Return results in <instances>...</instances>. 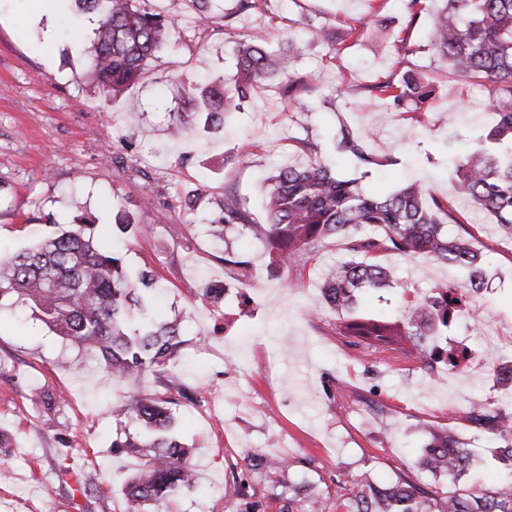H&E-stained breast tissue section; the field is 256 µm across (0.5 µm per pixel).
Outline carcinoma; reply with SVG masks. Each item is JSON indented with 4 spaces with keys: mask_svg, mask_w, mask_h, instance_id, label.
<instances>
[{
    "mask_svg": "<svg viewBox=\"0 0 512 512\" xmlns=\"http://www.w3.org/2000/svg\"><path fill=\"white\" fill-rule=\"evenodd\" d=\"M80 10L98 16L89 47V74L95 84L122 98L131 84L149 76L148 61L164 45L169 23L159 14L139 8L135 0H77ZM429 14V50L448 67V76L470 79L486 88L495 123L480 136L483 148L456 156L452 164L458 194L473 208L492 215L512 229V0H438ZM373 22L366 16L354 27L332 37L343 44L358 39ZM295 47L277 51L242 40L236 47L232 83L219 82L204 90L206 123L215 131L233 100H246L257 86L291 84ZM393 110L418 119L427 113L437 86L426 74L409 70L401 80L372 86ZM336 149L350 154L367 170L388 159L370 151L348 129H342ZM265 201L266 220L254 224L233 200L210 220L213 236L248 230L264 238L270 268L280 271L296 257L312 252L330 237H348V259L326 270L321 291L336 309V335L342 342L372 351L387 350L413 356L423 364L439 360L454 370L464 352L429 348L428 336H440L466 306L453 286H434L409 318L397 320L352 312L358 294L391 285L392 271L377 256L394 252L407 257L464 267L469 287L481 289V255L469 240L451 237L448 224L461 223L458 213L417 183H408L386 196L369 194L356 179L340 177L331 166L313 161L303 167H283L270 178ZM155 279L148 271L130 272L123 258L102 242L85 218L23 250L0 252V308L24 305L34 318L78 349L90 353L112 379L137 383L167 371L182 354L179 323L161 321L151 304ZM219 305L224 284H188ZM176 401L138 395L112 405V415L127 420L135 431L112 440L115 456L133 460L124 488L126 512H156L195 487L193 451L171 434ZM488 433L512 435V416L483 414ZM470 464L464 443L446 432L430 435L422 465L453 481ZM77 483L85 494L105 497V488L91 474ZM348 512H512L509 484L451 497L425 493L406 477L386 484L367 483L350 500Z\"/></svg>",
    "mask_w": 512,
    "mask_h": 512,
    "instance_id": "carcinoma-1",
    "label": "carcinoma"
}]
</instances>
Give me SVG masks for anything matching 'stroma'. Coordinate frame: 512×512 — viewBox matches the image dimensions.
Listing matches in <instances>:
<instances>
[{"mask_svg": "<svg viewBox=\"0 0 512 512\" xmlns=\"http://www.w3.org/2000/svg\"><path fill=\"white\" fill-rule=\"evenodd\" d=\"M40 2L0 0V249L31 247L75 216L92 218L128 268L155 272L159 314L180 321L185 343L161 378L119 383L31 314L0 310V428L11 437L0 448V512H124L131 465L110 454L121 427L110 406L143 392L165 398L178 385L205 397L181 400L174 428L194 450L198 485L160 512H345L364 480L399 475L442 497L512 482V466L499 459L502 440L469 418L473 406H491L498 395L487 367L472 362L451 373L341 342L319 284L327 265L346 258L345 239H326L275 273L252 234L231 232L219 245L207 232L230 198L264 223L263 180L286 165L319 160L377 194L420 181L435 197L454 198L466 221L448 233L466 235L485 264L484 285L449 339L478 350L498 333L487 359L512 355V239L455 198L449 178L446 142L463 153L476 145L493 120L487 92L449 78L427 48L426 23L406 30L404 0H260V12L249 14L237 13V0H214L202 25L195 0H139L170 21L169 39L148 79L112 105L87 76L88 15L75 0H56L41 19ZM375 11L386 28L334 50L330 35ZM240 39L272 48L294 42L297 88L291 95L276 85L255 88L216 134L188 89L232 79ZM408 70L440 88L417 123L370 90ZM439 112L451 114L450 127L436 124ZM175 122L190 135L170 140ZM344 128L390 165L367 173L338 154ZM121 209L138 215L140 227L116 239ZM229 254L248 267H225ZM379 261L395 284L362 295L356 312L397 317L435 284L467 285L458 266L393 252ZM192 280L225 283L221 306L187 294ZM31 382L51 403H31ZM431 429L457 435L473 455L460 481L419 466ZM84 470L111 485V497H85L74 478ZM235 484L241 495L228 494Z\"/></svg>", "mask_w": 512, "mask_h": 512, "instance_id": "1", "label": "stroma"}]
</instances>
